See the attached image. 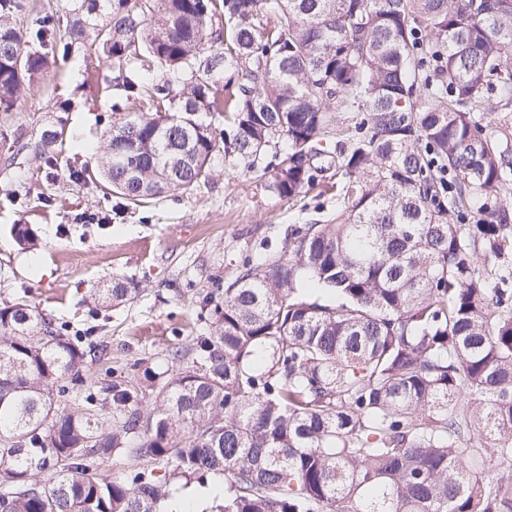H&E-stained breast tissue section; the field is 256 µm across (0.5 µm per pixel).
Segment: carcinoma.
<instances>
[{
  "label": "carcinoma",
  "instance_id": "1",
  "mask_svg": "<svg viewBox=\"0 0 512 512\" xmlns=\"http://www.w3.org/2000/svg\"><path fill=\"white\" fill-rule=\"evenodd\" d=\"M20 10L0 0V106L89 30L152 101L94 158L117 197L187 191L222 150L281 198L327 176L336 208L203 296L178 372L143 373L150 408L76 388L89 333L1 304L0 512H162L168 477L217 512H512V138L477 116L512 110V0H72L61 47ZM119 450L147 464L102 469Z\"/></svg>",
  "mask_w": 512,
  "mask_h": 512
}]
</instances>
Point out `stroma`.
<instances>
[{"mask_svg":"<svg viewBox=\"0 0 512 512\" xmlns=\"http://www.w3.org/2000/svg\"><path fill=\"white\" fill-rule=\"evenodd\" d=\"M113 77L109 59L79 45L0 107V303L22 297L55 325L95 327L97 359L82 372L94 391L117 375L135 384L147 369L175 373L169 354L199 334L203 295L232 281L243 260L283 253L289 229L334 208L315 189L277 197L220 154L190 191L141 205L107 193L89 168L93 152L113 124L149 107L123 99ZM51 127L65 134L46 156L38 142ZM83 214L96 222H80ZM17 224L34 230L36 250L18 244ZM116 277L136 295L97 310L95 291Z\"/></svg>","mask_w":512,"mask_h":512,"instance_id":"35a3bbf8","label":"stroma"}]
</instances>
